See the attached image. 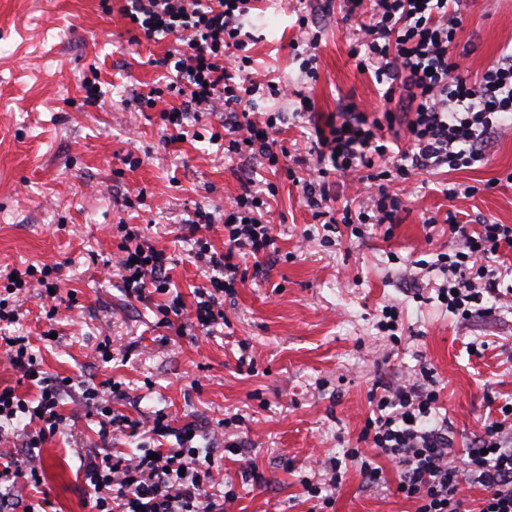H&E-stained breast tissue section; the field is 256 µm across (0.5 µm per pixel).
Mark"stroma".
I'll list each match as a JSON object with an SVG mask.
<instances>
[{"mask_svg":"<svg viewBox=\"0 0 512 512\" xmlns=\"http://www.w3.org/2000/svg\"><path fill=\"white\" fill-rule=\"evenodd\" d=\"M309 9L321 26L314 80L291 47ZM463 12L458 47L476 74L512 47V0L490 10L466 0ZM243 29L252 36L251 72L313 101L300 116L283 100L259 104L287 112L286 162L306 177L314 126L349 105L379 104L373 76L352 56L355 24L340 10L323 12L320 0H259ZM172 46L133 40L119 11L103 12L100 0H0V290L12 270L48 264L76 299L50 321L39 287L17 291L19 317L1 323L0 336L28 337L43 371L70 378L73 395L112 379L125 390L113 407L130 419L164 411L193 425L194 446L217 449L216 476L233 484L230 512H311L301 480L326 477L312 472L313 458L360 447L375 388L424 368L437 382L438 418L463 451L512 404V295H485L492 315L460 319L437 299L444 277L435 263L458 245L443 222L448 211L512 225V184L482 187L512 170V130L477 169L393 184L403 208L392 226L366 225L360 238L346 228L331 234L283 172L225 153L216 115L189 114L176 131L133 100V91L172 82L154 64ZM251 179L276 187L265 218L278 258L225 297L227 324L214 334L159 326L166 296L146 306L122 287L119 225L139 227L173 256L170 277L192 303L204 278L181 223L199 207L220 218L227 196ZM451 182L480 191L451 199L443 193ZM387 305L400 312L393 336L377 326ZM50 329L57 339L44 338ZM107 339L116 350L105 363L94 349ZM72 397L63 400L64 428L34 453L22 446L21 423L0 427V452L41 470L40 487L27 490L36 512H91L84 469L105 444L95 410ZM230 441L242 442L241 454L223 452ZM383 476L373 484L349 465L329 490L332 512H414L396 491L395 468L384 465Z\"/></svg>","mask_w":512,"mask_h":512,"instance_id":"stroma-1","label":"stroma"}]
</instances>
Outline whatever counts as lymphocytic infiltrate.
<instances>
[{
  "label": "lymphocytic infiltrate",
  "instance_id": "obj_1",
  "mask_svg": "<svg viewBox=\"0 0 512 512\" xmlns=\"http://www.w3.org/2000/svg\"><path fill=\"white\" fill-rule=\"evenodd\" d=\"M255 3L125 0L119 11L135 36L150 40L160 34L185 43L183 50L157 61L174 71L168 91L183 99L182 108L163 110V121L180 127L190 110L223 113L228 153L261 157L276 169L280 153L275 135L285 116L275 111L257 120L251 112L256 99L284 100L288 89L255 78L238 62L239 51L248 45L242 20ZM462 6L463 0H372L369 20L360 26L365 54L357 67L384 85L382 104L371 111L341 113L328 128L316 129L312 150L318 166L302 186L308 205L317 210L331 196L330 175H364L377 193L370 210L343 208L340 221L351 235H360L365 224L394 223L401 202L390 193L391 182L420 171L445 167L456 172L486 162L494 134L512 120V51L501 52L480 74L467 76L464 56L456 51ZM399 122L405 146L394 151L383 131ZM264 204L262 190L245 182L224 207L223 250L198 239L194 257L207 283L195 288L190 307L170 293L171 255L143 241L138 227L121 225L126 296L141 303L152 302L158 294L168 296L159 308L161 326H173L189 309L195 327L213 333L225 322V296L235 294L238 286L234 256L271 257L277 251L272 225L260 220ZM445 221L460 246L438 256L446 277L439 292L450 313L467 319L480 312L484 294L498 290L501 278L494 263L503 251L512 252V226L486 218L472 229L453 212ZM0 341L9 365L38 390L33 403L14 388L0 389V418L10 422L28 417L34 428L27 431L25 445L42 447L66 421L61 408L68 381L41 372L28 339L7 336ZM123 394L116 381L101 388L88 385L82 392L83 405L94 406L99 416L101 439L114 430L144 428L155 436H175L177 445L157 449L152 459L144 454L126 457L109 448L97 455L84 471L96 495L95 512H226L236 495L230 490L212 493L214 454L194 447L195 430L174 427L164 412L145 424L130 419L112 407ZM438 408L434 381L428 377L385 387L375 398V415L367 419L362 437L394 464L397 493L416 502L415 512H470L466 488L478 484L487 491L479 512H512V423L489 421L459 459L447 430L430 424Z\"/></svg>",
  "mask_w": 512,
  "mask_h": 512
}]
</instances>
